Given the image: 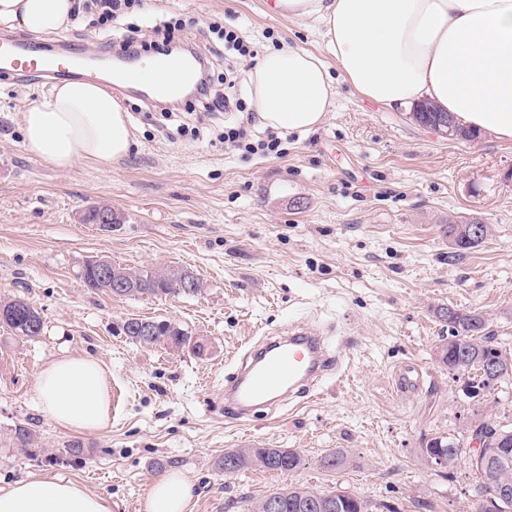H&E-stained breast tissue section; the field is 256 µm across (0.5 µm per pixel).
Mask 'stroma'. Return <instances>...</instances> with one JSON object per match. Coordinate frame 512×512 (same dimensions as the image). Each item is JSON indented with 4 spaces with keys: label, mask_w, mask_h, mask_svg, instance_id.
<instances>
[{
    "label": "stroma",
    "mask_w": 512,
    "mask_h": 512,
    "mask_svg": "<svg viewBox=\"0 0 512 512\" xmlns=\"http://www.w3.org/2000/svg\"><path fill=\"white\" fill-rule=\"evenodd\" d=\"M268 2L151 0L155 23L132 12L114 38L132 23L137 41L159 42V24L177 22L175 41L205 54L228 25L255 55L293 43L335 67L314 24L275 15ZM336 88L318 129L280 132L279 156L221 139L228 122L243 123L251 141L266 138L253 110L218 119L184 98L179 109L200 134L180 137L159 110L123 95L131 154L62 172L26 148L20 125L48 86L0 77V297L28 300L44 324L33 340L0 327V488L59 476L106 497L112 512H144L156 461L171 459L193 484L187 512H250L291 483L346 490L369 512H475L467 459L443 478L420 446L438 432L512 420V382L470 399L435 361L448 333L435 311L446 306L484 316L512 352V141L452 139L344 80ZM101 203L125 218L109 233L80 221ZM465 218L488 234L449 260L448 225ZM92 257L185 268L203 289L166 298L94 293L80 278ZM131 317L172 321L211 350L199 358L131 343L118 330ZM291 322L331 328L339 371L318 396L258 410L245 423L225 417L224 380L247 342ZM82 355L112 377V418L78 435L40 409L36 384L50 361ZM401 374L408 388L398 387ZM18 423L35 434L25 452L9 443ZM76 438L92 450L83 465L61 459ZM251 447L292 448L306 464L290 475L218 470L225 451ZM336 450L346 465L323 469L321 458Z\"/></svg>",
    "instance_id": "obj_1"
}]
</instances>
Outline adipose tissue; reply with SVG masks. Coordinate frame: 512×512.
I'll use <instances>...</instances> for the list:
<instances>
[{"mask_svg": "<svg viewBox=\"0 0 512 512\" xmlns=\"http://www.w3.org/2000/svg\"><path fill=\"white\" fill-rule=\"evenodd\" d=\"M71 0H0V20L35 34L71 24ZM271 11L317 25L326 51L364 98L394 109L428 101L457 125L512 140V0H273ZM253 109L275 131L310 132L336 96L326 64L307 49L268 50L248 74ZM29 150L61 171L107 166L135 138L128 113L94 80L54 86L21 114ZM42 410L63 428L91 433L109 418V374L98 359L64 356L37 377ZM190 481L157 478L145 512H186ZM0 512H111L109 501L57 477L0 488Z\"/></svg>", "mask_w": 512, "mask_h": 512, "instance_id": "obj_1", "label": "adipose tissue"}]
</instances>
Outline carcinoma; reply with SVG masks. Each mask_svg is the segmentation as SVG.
<instances>
[{
  "mask_svg": "<svg viewBox=\"0 0 512 512\" xmlns=\"http://www.w3.org/2000/svg\"><path fill=\"white\" fill-rule=\"evenodd\" d=\"M111 217L114 224L122 223V216L106 204L93 205L84 213L83 223L93 224L102 216ZM117 271L124 277H129L135 287L124 290V297L140 296H194L201 292L202 283L194 275L184 274L179 268H166L164 270L128 271L121 267ZM40 316L34 305H29L26 312L16 320H9L0 325L8 327L15 336L23 339H34L40 336L36 327L29 326V322ZM441 320L448 323L449 335L454 337L451 343L443 342L437 347V361L447 367L454 362H463L469 366L468 377L472 380L471 386L485 391L512 378V373L502 372L499 376L483 375L480 373L481 365L470 363L469 356L480 354L485 359H495L501 363H512V355L502 348L497 338L487 332L486 319L473 312H460L453 318H448V308L439 310ZM192 337L172 322H164V327L157 335L153 345H168L181 351L189 349L194 355H202V351L194 350L191 346ZM497 430L489 449L493 465L475 471L477 481L489 484L507 483L512 487V423H490ZM434 439L448 452V462L458 460L462 453L464 442L453 435H436ZM12 443L15 447L27 450L34 443L31 429L17 424L12 433ZM68 461L77 463L89 459L90 449L80 440H73L65 445ZM237 460V470L258 467L266 471L280 473H293L305 465L304 457L296 450L290 448H234L230 450ZM278 499L279 512H368L366 502L355 494L336 490L320 491L309 486L298 485L278 489L270 493Z\"/></svg>",
  "mask_w": 512,
  "mask_h": 512,
  "instance_id": "cac0c4a2",
  "label": "carcinoma"
}]
</instances>
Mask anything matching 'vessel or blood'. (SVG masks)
Segmentation results:
<instances>
[{
	"instance_id": "b4317fda",
	"label": "vessel or blood",
	"mask_w": 512,
	"mask_h": 512,
	"mask_svg": "<svg viewBox=\"0 0 512 512\" xmlns=\"http://www.w3.org/2000/svg\"><path fill=\"white\" fill-rule=\"evenodd\" d=\"M120 65L106 81L108 88L119 91L134 84L139 68L137 57L119 54ZM82 47L62 42L50 47L18 33H0V72L25 82L38 80L54 84L93 77L86 65ZM161 65L170 77L167 85L149 89L150 101H171L193 84L197 68L185 56L163 58ZM251 362L241 368L224 393V412L242 422L260 403H273L287 396L311 395L322 376L335 363L325 338L318 331L304 327L289 328L280 338H266L254 343L249 351Z\"/></svg>"
}]
</instances>
